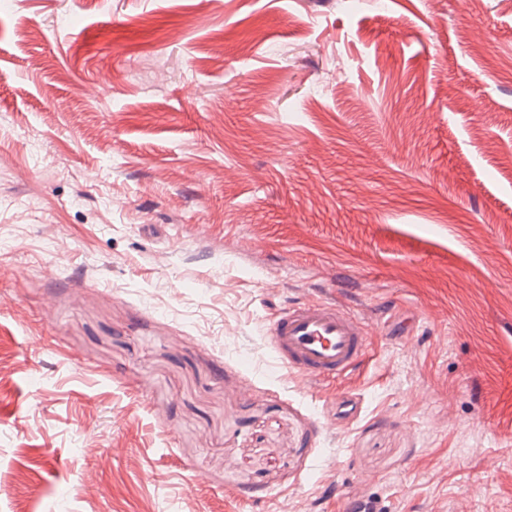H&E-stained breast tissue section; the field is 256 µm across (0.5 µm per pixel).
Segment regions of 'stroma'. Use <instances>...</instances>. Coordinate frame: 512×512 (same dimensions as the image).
I'll use <instances>...</instances> for the list:
<instances>
[{
	"instance_id": "35a3bbf8",
	"label": "stroma",
	"mask_w": 512,
	"mask_h": 512,
	"mask_svg": "<svg viewBox=\"0 0 512 512\" xmlns=\"http://www.w3.org/2000/svg\"><path fill=\"white\" fill-rule=\"evenodd\" d=\"M311 299L369 356L309 394ZM361 484L512 512V0H0V512ZM267 335L275 359L306 391L350 372L368 353L363 319L324 300L282 308L269 321ZM357 412V404L352 399L348 397H337L331 401L328 415L331 423L336 425V423L354 418Z\"/></svg>"
}]
</instances>
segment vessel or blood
<instances>
[{"label": "vessel or blood", "mask_w": 512, "mask_h": 512, "mask_svg": "<svg viewBox=\"0 0 512 512\" xmlns=\"http://www.w3.org/2000/svg\"><path fill=\"white\" fill-rule=\"evenodd\" d=\"M267 341L275 359L308 391L350 372L368 353L363 319L324 300L282 308L269 322ZM343 500L345 512H381L379 502L359 488Z\"/></svg>", "instance_id": "1"}]
</instances>
